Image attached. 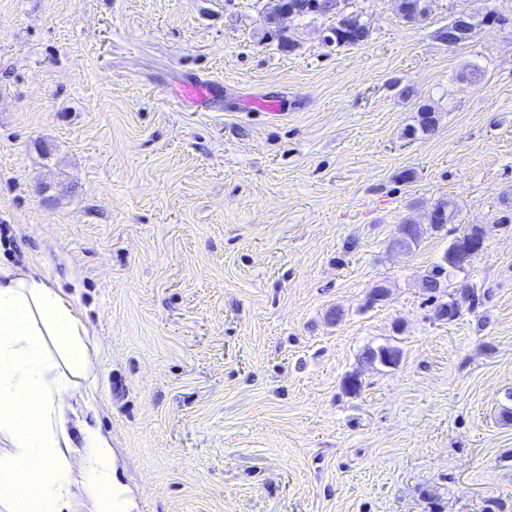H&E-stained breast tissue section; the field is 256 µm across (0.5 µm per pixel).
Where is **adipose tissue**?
<instances>
[{"mask_svg":"<svg viewBox=\"0 0 512 512\" xmlns=\"http://www.w3.org/2000/svg\"><path fill=\"white\" fill-rule=\"evenodd\" d=\"M99 346L43 263L0 258V512H132L95 408Z\"/></svg>","mask_w":512,"mask_h":512,"instance_id":"adipose-tissue-1","label":"adipose tissue"}]
</instances>
